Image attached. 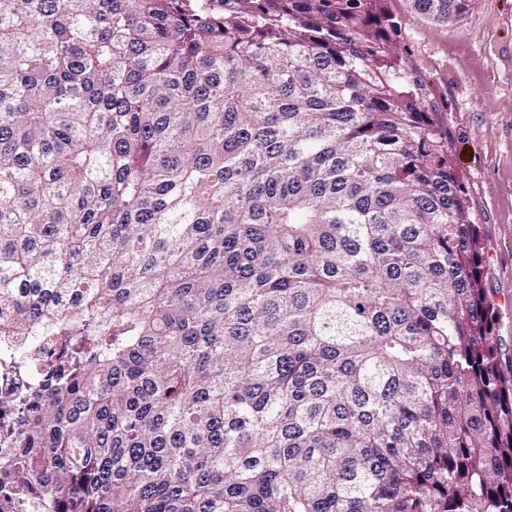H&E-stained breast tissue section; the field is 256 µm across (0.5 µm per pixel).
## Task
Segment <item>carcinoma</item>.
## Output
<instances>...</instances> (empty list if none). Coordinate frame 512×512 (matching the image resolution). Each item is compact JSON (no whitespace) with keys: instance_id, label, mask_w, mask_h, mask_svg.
<instances>
[{"instance_id":"carcinoma-1","label":"carcinoma","mask_w":512,"mask_h":512,"mask_svg":"<svg viewBox=\"0 0 512 512\" xmlns=\"http://www.w3.org/2000/svg\"><path fill=\"white\" fill-rule=\"evenodd\" d=\"M383 2L0 0V336L53 346L1 494L512 512L480 225Z\"/></svg>"}]
</instances>
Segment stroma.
<instances>
[{"label": "stroma", "mask_w": 512, "mask_h": 512, "mask_svg": "<svg viewBox=\"0 0 512 512\" xmlns=\"http://www.w3.org/2000/svg\"><path fill=\"white\" fill-rule=\"evenodd\" d=\"M385 7L422 100L448 128L452 159L481 226L498 334L512 359V0H471L466 14L447 25L425 20L407 0H385Z\"/></svg>", "instance_id": "35a3bbf8"}]
</instances>
